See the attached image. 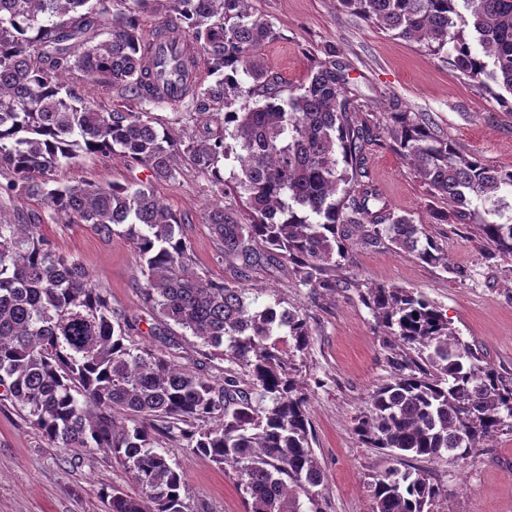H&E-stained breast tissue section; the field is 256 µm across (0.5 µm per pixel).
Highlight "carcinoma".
Returning <instances> with one entry per match:
<instances>
[{
	"instance_id": "obj_1",
	"label": "carcinoma",
	"mask_w": 512,
	"mask_h": 512,
	"mask_svg": "<svg viewBox=\"0 0 512 512\" xmlns=\"http://www.w3.org/2000/svg\"><path fill=\"white\" fill-rule=\"evenodd\" d=\"M153 2L133 0L112 14L106 0H0V168L12 174L0 192L41 197L53 221L130 241L142 260L135 286L161 321L224 348L268 404L253 405L231 369L215 383L127 345L139 325L112 308L79 260L38 233L47 219L40 213L0 223V399L60 451H102L127 469L139 492L111 488L103 493L107 512H186L184 478L154 449L157 434H176L231 467L249 512H300V493L322 512L314 488L324 471L311 446L307 399L272 341L285 334L292 349L306 350V315L278 302L257 307L244 282L260 265L286 263L303 284L330 291L354 237L448 265L421 225L363 181L366 146L381 131L431 193L453 204L451 223L478 226L489 258L512 257V169L463 153L421 112H391L384 127L355 121L361 107L344 98L348 73L334 59L318 62L298 88L283 85L259 58L272 26L248 0H166L160 34L183 45L167 65L182 79L199 66L212 78L183 86L195 103L190 120L215 116L200 134L188 126L175 138L150 113L107 111L67 84L64 75L77 70L89 86L157 101L158 73L142 36ZM337 3L432 55L453 50L462 75L512 96V0ZM231 96L244 104L225 112ZM81 152L117 157L148 175L135 188L59 182L58 170ZM230 157L238 172L226 179ZM185 165L205 179L212 203L204 221L233 284L196 270L184 220L155 194V182ZM226 199L241 201L251 222ZM368 303L394 338L388 360L397 370L355 419L361 439L393 462L375 476L373 512H432L442 489L401 466L409 458L466 460L512 429V378L483 362L422 294L376 285Z\"/></svg>"
}]
</instances>
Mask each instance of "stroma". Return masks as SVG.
I'll list each match as a JSON object with an SVG mask.
<instances>
[{
  "label": "stroma",
  "mask_w": 512,
  "mask_h": 512,
  "mask_svg": "<svg viewBox=\"0 0 512 512\" xmlns=\"http://www.w3.org/2000/svg\"><path fill=\"white\" fill-rule=\"evenodd\" d=\"M274 36L262 48L265 64L284 84L298 86L317 62L336 57L348 67L351 93L364 112H423L467 154L495 167L512 168V110L486 87L457 71L451 60L429 54L418 43L391 37L361 16L342 11L336 0H249ZM106 110L148 111L157 128L181 134L190 101L139 103L119 87L94 93ZM365 167L396 214L424 225L443 248L447 266L426 265L395 252L387 243H358L333 290L303 285L288 268L254 271L248 285L260 289V302L282 301L306 315L310 344L295 353V378L309 397L314 453L325 473L324 512H373V477L390 461L363 443L354 418L368 395L389 382L394 369L389 342L365 302L369 287L395 285L425 295L447 317L460 338L504 375L512 376V259L486 260L475 227L439 221L451 209L393 149L389 135L367 146ZM141 167L85 154L58 172L67 184H131L145 178ZM204 178L183 168L175 179L155 185V193L185 221L198 272L228 278L214 257L209 229L202 222L208 198ZM39 232L58 251L78 258L107 291L114 308L139 320L138 347L165 355L172 363L222 381L230 363L223 350L204 347L189 332L156 320L134 285L141 259L119 236L104 238L87 224H41ZM159 452L183 475L189 512H247L246 497L232 470L187 448L185 441L162 438ZM412 470L428 472L442 490L435 512H512V431L487 442L466 463L451 465L410 460ZM129 494L137 487L121 464L102 453L62 456L16 411L0 403V512H105L102 488Z\"/></svg>",
  "instance_id": "1"
}]
</instances>
